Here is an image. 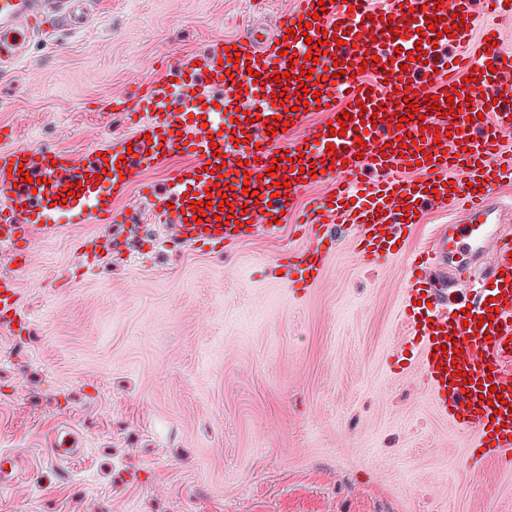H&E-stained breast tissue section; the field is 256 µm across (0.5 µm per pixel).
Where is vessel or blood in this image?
Here are the masks:
<instances>
[{
  "label": "vessel or blood",
  "mask_w": 512,
  "mask_h": 512,
  "mask_svg": "<svg viewBox=\"0 0 512 512\" xmlns=\"http://www.w3.org/2000/svg\"><path fill=\"white\" fill-rule=\"evenodd\" d=\"M44 0H0V67L14 65L23 55L31 37L49 20L67 21L78 27L90 16V0H53V14H46ZM470 0H387L376 9L371 0H331L327 6L313 0H294L293 9L283 14L276 29L264 37L250 36L241 44L232 39H212L203 52L182 56L168 63L165 78L146 80L133 90H116L104 105L117 111L126 125L123 133L110 136L100 149L79 154L48 147L0 148V243L11 249L12 259L26 264L34 233L52 236L71 224H102L119 221L125 215L126 190L138 183L152 209L169 205L176 216L173 244L224 248L256 232L277 238L282 230L278 219L291 213L305 185L297 169L312 167L317 182L327 184L326 195L311 201L302 218L311 225L310 238L295 259L286 265L289 288L306 290L321 277L336 251L335 237L320 228L321 223L350 225L364 259L392 254L409 225L421 223V212L412 203H425L426 188L436 189L439 198L463 201L472 221L459 227L455 245L434 242L421 272L447 264L450 249L477 256L486 240L494 237L490 220L496 211L491 193L501 181L512 180V149H504L501 137L512 129V83L500 81V74L512 73V47L493 46L478 52L471 44V31L460 26L453 37L456 60L444 73L434 64L417 60L418 50L432 51L437 32L426 27L432 11L453 17L461 15ZM318 14V25L309 29L308 40L287 37L293 22L308 13ZM335 32L343 44L334 54L310 50L309 40H321L324 32ZM236 47L240 62L234 75H227L222 61L229 47ZM379 57L381 66L370 91L359 88L358 79L341 75L325 78L334 62L354 64ZM301 59L311 70L319 92V111L330 118L340 111L330 106L331 96L349 104L353 127L345 136L332 134L327 124L308 136L305 151L296 144H284L276 129L282 122H299L303 114L293 100L278 104L270 95L278 84L272 71H287L292 59ZM495 69V80L476 79L475 69ZM436 89H460L472 82L470 97L454 100L455 114L442 116L430 110L424 119H407L408 103H421L424 82ZM409 97H402L403 88ZM221 97H212V89ZM376 104V111L362 110L364 102ZM398 114L405 123L398 134L387 124H372L373 114ZM242 122L247 142L233 143L235 122ZM335 154H328L327 145ZM225 162L221 169V195L208 196L206 189L215 178L207 163L213 152ZM179 153L184 163L171 164ZM291 159L293 171L268 175L272 159ZM418 164L420 181L406 178L408 164ZM165 168L168 186L164 193L149 191L141 182L143 173ZM366 169L377 173L374 183L361 185L358 176ZM30 182H22V173ZM288 180L279 198H272V180ZM478 183L479 191L467 190ZM74 187L67 200H60L63 188ZM256 190V197L244 196V189ZM198 199L219 204L222 194H232L225 214H246L247 225L231 226L186 223L191 210L189 192ZM492 285L471 301L469 315L447 309L444 291L427 289L433 307L424 319L410 321L417 337V351L411 363L427 380L436 408L458 431L470 437L472 465L512 454V440L502 437L501 428L512 426V252L501 249L490 270ZM19 290L13 278L0 279V328L22 323ZM456 335L457 346L446 343ZM458 372L468 373L477 395H465ZM502 387L505 403L494 411L496 395L492 386ZM80 448L72 435L55 436L51 454L57 463L78 455ZM24 474L18 455L0 454V483H13Z\"/></svg>",
  "instance_id": "b4317fda"
}]
</instances>
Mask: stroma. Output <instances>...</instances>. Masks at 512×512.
I'll list each match as a JSON object with an SVG mask.
<instances>
[{"mask_svg":"<svg viewBox=\"0 0 512 512\" xmlns=\"http://www.w3.org/2000/svg\"><path fill=\"white\" fill-rule=\"evenodd\" d=\"M290 0H93L88 25L34 36L0 69L14 146L88 150L121 132L112 91L158 78L218 36L274 30ZM134 224L32 243L16 278L28 330L0 331V450L27 453L0 512H512V460L472 469L424 378L398 367L419 245L466 212L433 201L401 252L364 264L335 228L322 282L295 296L272 268L307 239L285 224L215 253L169 249L137 188ZM112 250L82 254L76 234ZM84 448L55 465L62 429Z\"/></svg>","mask_w":512,"mask_h":512,"instance_id":"stroma-1","label":"stroma"}]
</instances>
